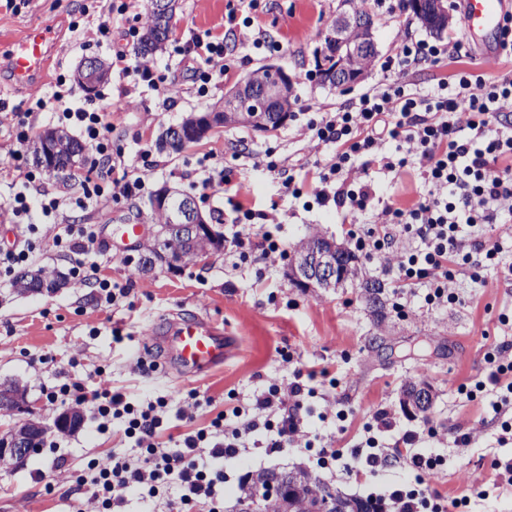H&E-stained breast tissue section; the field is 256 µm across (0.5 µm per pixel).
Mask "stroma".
<instances>
[{"mask_svg":"<svg viewBox=\"0 0 512 512\" xmlns=\"http://www.w3.org/2000/svg\"><path fill=\"white\" fill-rule=\"evenodd\" d=\"M87 0H28L19 10L0 8V99L8 109L0 113V203L13 193L19 168L34 166L30 153L17 152L12 110L27 108L51 96L58 76L73 82L86 58L112 60L115 50L138 58V45L128 40L130 27H144L146 0H132L126 13H85ZM339 0H259L254 14L260 27L283 44L280 51L256 54L238 49L227 58L228 72L209 84L206 96L192 87L188 61L179 46L193 35L224 34L227 16L245 17L240 0H178L169 39L152 62L162 85L177 84L180 96L164 102L157 90L135 82L118 68L95 96L80 87L72 89L73 106L93 111L111 105L112 151L119 154L126 172L146 181L145 190L132 199L101 197L74 204L82 193L79 179L100 158L86 150L68 183L41 172V188L61 199L57 223H43L39 199L31 201V222L38 227L37 248L30 266H44L66 274L67 284L52 294L17 293L11 282L0 281V384L18 385L28 404L23 411H0V437L9 436L24 420L41 423L47 430V448L10 470L0 471V512H102L94 485L78 483L89 459L112 452H131L134 442L124 433L122 420L100 430L92 404L75 399L52 405L47 388L71 381L101 392L122 393L128 402L146 405L163 397V427L156 444L170 448L171 437L207 427L218 413L233 407L253 410V402L271 385L287 388L296 370L328 367V378L315 381L314 396L303 401V421L291 447L269 453L260 446L270 437L258 429L241 440L239 454L224 463V486L220 493L225 507H232L250 491L246 474L275 469L304 472L330 490L347 497L383 499L394 486L412 487L416 473L402 462L378 472L360 469L346 472L340 464L322 465L318 450L324 446L353 448L366 438L365 425L378 407L389 408L395 429L377 433L379 445L394 447L402 433H419L416 449L441 457L443 463L425 478L429 489L448 501L467 499L464 512H512V484L498 482L497 464L512 461V434L503 433L489 410L495 392L486 390L477 399H467L460 386L474 385L485 376L484 355L493 345L512 344V329L498 322L500 314L512 315V280L502 269L484 271L481 280L458 276L455 289L461 303L430 309L424 303L425 288H399L394 273L379 261H358V275L327 292L297 287L288 277V264L295 245L319 233L348 243L350 228L335 206H320L306 198L284 193L276 173L266 171L261 161L274 149L287 165L327 163L331 148L309 149L305 109L316 105L331 112L340 104L378 88L384 80L380 68L347 93L320 85L313 75V50L336 14ZM454 23L439 41L450 57L438 66L429 64L410 70L408 78L428 91L459 67L498 75L512 70V63L496 62L485 67L480 54L456 62L451 54L463 34L460 8L449 4ZM377 26L381 56H389L403 34L419 39L429 33L410 11L369 6ZM79 28H72V20ZM46 20L56 21L60 40L41 81L18 87L9 81L7 59L15 39ZM110 28L100 37V24ZM281 65L296 79L293 118L286 126L260 133L242 126H229L178 153L159 151L156 142L167 128L182 118L207 112L223 104L225 93L248 72L267 63ZM211 156L224 170L222 190L203 194L198 182L200 162ZM375 198L367 221L382 222L390 204L409 206L427 187L418 170L401 176L371 165L365 175ZM250 184V199L256 208L273 211L279 218L272 233L278 253L260 252L240 256L234 244L238 233L261 232L258 224L234 223L226 190L240 181ZM193 197L207 216H220L223 251L201 262L170 270L158 265L147 272L137 265L151 238L147 232L121 248L107 240L117 224L136 222L145 229L153 223L149 198L163 185ZM95 225L99 247L91 255H62L55 237L65 235L68 225ZM93 265V275L125 286L124 297L113 305L97 301L94 288L68 275L72 265ZM384 286L385 306L381 314L371 312L365 282ZM402 302L408 316H398L395 302ZM203 317L223 329L228 341L223 365L200 375L182 374L168 349L157 342L151 330L173 318ZM121 328L123 342L112 338ZM426 379L434 388V403L426 416L404 411L402 392L409 382ZM80 412L84 421L77 430L58 431L55 421L65 412ZM42 480H35V473ZM492 484L489 497L478 494L482 483ZM125 512H179L175 492L148 497L145 486L117 491Z\"/></svg>","mask_w":512,"mask_h":512,"instance_id":"1","label":"stroma"}]
</instances>
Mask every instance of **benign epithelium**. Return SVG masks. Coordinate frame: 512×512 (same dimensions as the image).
Returning a JSON list of instances; mask_svg holds the SVG:
<instances>
[{"label": "benign epithelium", "mask_w": 512, "mask_h": 512, "mask_svg": "<svg viewBox=\"0 0 512 512\" xmlns=\"http://www.w3.org/2000/svg\"><path fill=\"white\" fill-rule=\"evenodd\" d=\"M349 9L343 10L332 20L324 37L314 52V62L318 71L334 64L335 80L331 86L348 90L359 83L367 72L359 70L355 61L368 52L378 51L374 19L355 11L351 0L346 2ZM411 10L423 25L433 29H447L453 23V16L443 6V0H408ZM270 73L276 75V82L258 84L250 79L243 81L224 96V110L208 112L186 118L174 127L176 134L164 141V147L185 145L190 140L203 137L216 125L247 123L262 129L274 126L280 128L291 120V95L294 79L277 64L269 65ZM108 76L106 62L98 57L85 59L78 80L88 95H93L99 82ZM162 208L168 213L169 226L154 233V249L168 245L162 240L168 227L179 230L182 237L213 238L214 231L194 202L168 186L159 191L151 208ZM339 244L324 236L308 241L292 252L289 262V275L300 288L329 291L343 282L336 258ZM434 399L432 387L426 382L411 385L403 402L404 408L413 412L428 409ZM24 398L0 385V410L18 409ZM45 438L44 428L34 422L18 426L9 438L0 440V466H10L27 459L38 452ZM269 502L281 506V512H344V508L327 491L319 490L315 498L295 497L289 494L288 487L270 486L262 496H251L242 500L245 512H262Z\"/></svg>", "instance_id": "1"}]
</instances>
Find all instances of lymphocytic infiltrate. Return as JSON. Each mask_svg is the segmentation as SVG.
<instances>
[{"label":"lymphocytic infiltrate","mask_w":512,"mask_h":512,"mask_svg":"<svg viewBox=\"0 0 512 512\" xmlns=\"http://www.w3.org/2000/svg\"><path fill=\"white\" fill-rule=\"evenodd\" d=\"M240 47L272 53L279 51L281 44L247 19L242 27H229L225 38L197 36L185 47V56L194 65L198 95L207 94L213 76L227 70V53ZM444 53L439 43L403 38L394 55L381 65L389 76L387 83L336 111L309 119L313 149H333L325 165L289 170L271 149L263 161L268 171L283 175L282 186L288 193L307 194L318 205L331 203L347 213L366 210L371 202V183L358 177L359 169L368 168L369 158H378L382 168L398 175L413 168L421 170L430 186L426 196L408 207H386L385 223L356 225L349 235L357 252L394 269L400 283L425 286V300L434 307L458 303L454 291L458 275L466 273L476 280L484 268L496 264L501 246L489 233L501 220L495 204L512 198V119L503 111L504 102L512 101V73L486 76L460 70L452 81H440L430 93L407 80L413 65L440 63ZM67 94L65 79H58L50 102L60 107V120L80 126L85 142L101 158L111 160L108 113L71 109L65 102ZM47 103L37 102V110H44ZM462 114L467 117L463 123L458 120ZM387 138L404 141L405 156H377L380 142ZM81 185L87 199L107 193L132 198L144 190L145 181L139 176L111 180L90 169ZM398 236L419 241V249L392 252ZM511 348L501 343L486 352L488 372L475 384L479 392L489 386L496 389L498 398L492 409L506 432L512 431V418L505 416L506 407H512V360H505L504 355ZM316 376L313 370L296 373L288 391L273 385L256 397V409L280 412L275 434L267 442L271 450L291 444L301 424L297 411ZM73 394L95 404L102 423L124 418L125 435L138 449L135 465L115 453L89 461L105 512H114L122 504L113 495L116 487L143 482L148 483L152 496L162 487L177 485L180 502L188 512L197 502L216 500L224 483V460L238 453L242 434L258 427L253 420L229 427L220 413L209 427L186 435L174 448L160 453L153 439L163 425L157 410L164 407V400L139 407L122 394L89 391L75 382L52 387L46 397L53 404Z\"/></svg>","instance_id":"lymphocytic-infiltrate-1"}]
</instances>
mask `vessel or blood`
Returning a JSON list of instances; mask_svg holds the SVG:
<instances>
[{
	"mask_svg": "<svg viewBox=\"0 0 512 512\" xmlns=\"http://www.w3.org/2000/svg\"><path fill=\"white\" fill-rule=\"evenodd\" d=\"M512 0H462L463 28L469 41L486 59H494V46L500 38L503 19ZM56 36L54 21L42 22L29 30L10 54L14 83L24 85L39 79L49 62ZM185 374H195L224 362V334L205 318L176 320L171 336L165 337Z\"/></svg>",
	"mask_w": 512,
	"mask_h": 512,
	"instance_id": "1",
	"label": "vessel or blood"
}]
</instances>
